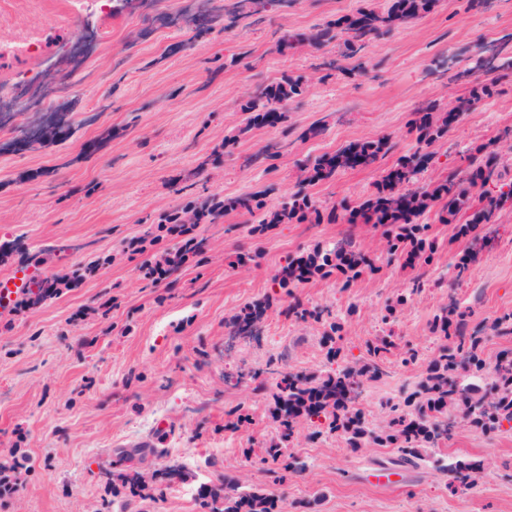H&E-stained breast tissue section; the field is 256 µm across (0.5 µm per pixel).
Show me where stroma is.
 Returning <instances> with one entry per match:
<instances>
[{"label": "stroma", "instance_id": "obj_1", "mask_svg": "<svg viewBox=\"0 0 512 512\" xmlns=\"http://www.w3.org/2000/svg\"><path fill=\"white\" fill-rule=\"evenodd\" d=\"M381 0H132L120 12L82 26L83 0H0V97L16 81L41 72L66 91L48 111L0 116V279L19 271L61 276L89 261L96 272L43 304L0 309V451L18 449L30 468L0 512H100L107 491L99 468L137 443L166 449L165 463L185 466L146 512H201L200 484L218 475L273 488L288 512H512V430L457 428L447 456L483 460L470 490L453 493L447 473L431 464L382 473L393 448L351 452L343 438L300 436L290 448L306 471L273 484L244 449L276 435L266 395L250 378L270 355L296 369L325 368L321 324L284 313L289 302L347 312L343 347L363 353L378 336L384 306L406 288L410 270L389 260L382 230L369 224H278L251 232L246 216L225 212L193 231L203 252L176 276L154 283L142 270L162 260L179 236L150 237L162 215L199 196L227 199L261 191L268 205L297 191L305 159L351 142L390 135L391 152L368 167L339 170L308 186L319 204L354 201L399 157L414 152V109L468 90L478 55L512 34V0L474 10L469 0H439L426 16L374 39L354 75L341 41L314 50L279 51L297 35ZM240 63H232L233 55ZM452 57L449 68L432 64ZM335 63L331 78L312 71ZM304 76L303 94L288 101L275 125L246 124L239 106L250 88L282 75ZM512 75L480 100L435 146L443 167L459 162L473 141L490 144L503 181L512 180ZM233 145H225V138ZM266 162L254 161L264 145ZM439 244L431 285L411 297L393 324L402 350L388 374L368 387L359 406L385 421L387 401L402 400L420 380L437 345L429 325L456 297L481 327L486 361L512 348L494 321L512 314V202L478 236L429 221ZM354 237L376 274L339 289L318 276L287 290L271 276L285 257ZM474 259L463 280L453 267ZM267 301L259 332L235 336L229 318ZM241 406L249 421L231 432L226 410Z\"/></svg>", "mask_w": 512, "mask_h": 512}]
</instances>
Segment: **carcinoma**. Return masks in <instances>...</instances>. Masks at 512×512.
<instances>
[{"label":"carcinoma","mask_w":512,"mask_h":512,"mask_svg":"<svg viewBox=\"0 0 512 512\" xmlns=\"http://www.w3.org/2000/svg\"><path fill=\"white\" fill-rule=\"evenodd\" d=\"M438 0H384L377 8L361 7L335 22L314 28L297 36H285L282 44H303L319 49L342 39L346 56L357 55L365 45L382 33L398 29L418 19L437 6ZM303 77L284 75L277 80L255 87L243 100L240 110L261 121L266 114L282 119L277 107L300 95ZM494 93V82L477 78L466 94L453 97L455 119L462 118L474 105ZM452 122L440 105L429 102L419 107L411 121L419 146L431 147L448 136ZM393 149L391 137L382 135L348 144L334 154H323L307 162L299 181V190L288 196L275 209L257 193H245L234 199H205L190 202L170 213L175 223H182V214L190 211L195 223L212 224L233 210L250 217L256 224H374L387 227L385 251L390 257L407 256L415 270L411 291L429 284L427 268L437 250L436 241L425 235L429 216L441 224H456L468 216L464 230H476L492 223L494 211L512 199V182L499 185L496 197L489 196V183L500 179L497 154L490 145L481 143L466 150L462 160L466 167L451 168L424 180L421 174L435 159L436 153L418 151L400 157L361 200L353 205L339 201L321 209L305 192V186L327 180L344 168L370 166ZM335 273L343 279L342 287L376 268L358 250L349 237L328 249H315L300 256H290L273 276L272 282L281 288L302 284L322 272ZM89 269L76 268L69 277L36 278L24 293V306H36L58 295L67 281H77ZM262 309L256 303L232 317L229 325L242 332L256 325L255 313ZM288 314L311 319L322 324V342L331 360L339 359L335 369L305 373L280 368L275 383L268 388L269 414L276 424L277 435L263 448L245 449V457L258 454L264 464L272 465L275 481L283 483L305 471V464L290 451V442L304 425L314 427L308 434L313 438L323 433L342 436L354 453L368 447L398 449L391 462L403 468H417L431 462L448 471L451 492L473 488L484 470L481 460L452 457L444 460L435 449L449 441L456 424L483 432L512 429V349L503 350L492 368L483 357L484 337L469 329L467 313L454 300L442 306L434 315L431 332L437 336L438 348L427 360L425 376L403 401L392 407L393 416L383 425L365 419L358 407L364 387L380 381L386 374L389 355L396 348L393 334L387 333L366 343L357 358L343 354V318L329 310L308 309L300 303L288 305ZM249 420L242 408L225 412L224 428L235 430ZM164 448L142 445L121 450L119 463L99 467L105 488L123 498L127 510L143 501L157 502L164 490L187 473L178 464H167L153 470L154 479L142 481L131 466L122 464L137 459L144 462L149 455L162 457ZM201 506L205 512H286V502L277 494L259 487H246L239 478L224 477L201 487Z\"/></svg>","instance_id":"carcinoma-1"}]
</instances>
